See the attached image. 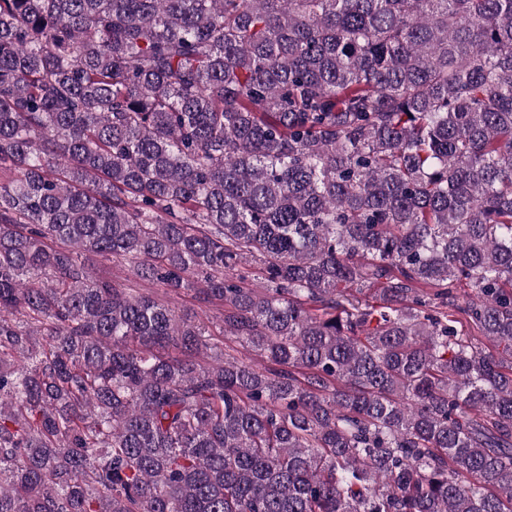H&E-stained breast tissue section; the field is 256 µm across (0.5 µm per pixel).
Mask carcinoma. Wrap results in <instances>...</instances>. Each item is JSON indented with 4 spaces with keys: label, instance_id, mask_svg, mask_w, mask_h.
<instances>
[{
    "label": "carcinoma",
    "instance_id": "1",
    "mask_svg": "<svg viewBox=\"0 0 512 512\" xmlns=\"http://www.w3.org/2000/svg\"><path fill=\"white\" fill-rule=\"evenodd\" d=\"M0 512H512V0H0ZM83 257L99 278L112 280L125 288H133L137 293L156 298L188 320L210 322L213 326L223 324L224 306L201 302L193 289L182 290L179 294L168 293L152 282L134 278L128 264L93 254Z\"/></svg>",
    "mask_w": 512,
    "mask_h": 512
}]
</instances>
